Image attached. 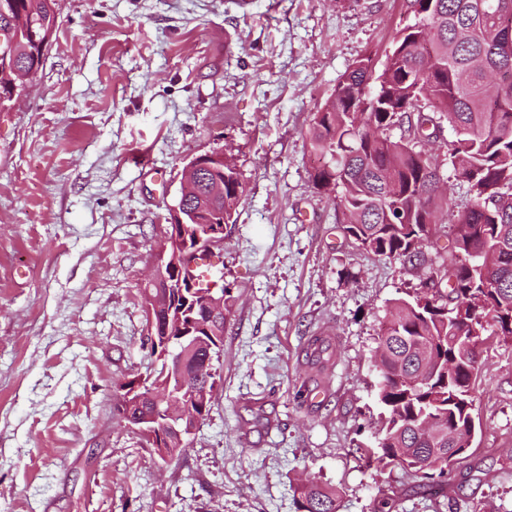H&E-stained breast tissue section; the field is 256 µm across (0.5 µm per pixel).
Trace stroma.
<instances>
[{
	"instance_id": "stroma-1",
	"label": "stroma",
	"mask_w": 512,
	"mask_h": 512,
	"mask_svg": "<svg viewBox=\"0 0 512 512\" xmlns=\"http://www.w3.org/2000/svg\"><path fill=\"white\" fill-rule=\"evenodd\" d=\"M56 17L0 108V512H297L305 477L335 488L337 512H512L510 339L484 348L476 436L442 494L369 457L386 317L447 267L470 192L442 164L426 263L374 256L316 188L309 133L352 63L383 66L405 0H56ZM215 150L244 190L205 267L231 309L219 386L164 462L112 407L158 367L141 288L184 165Z\"/></svg>"
}]
</instances>
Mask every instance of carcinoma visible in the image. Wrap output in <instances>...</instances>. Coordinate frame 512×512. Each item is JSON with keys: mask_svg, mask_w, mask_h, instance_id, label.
Returning a JSON list of instances; mask_svg holds the SVG:
<instances>
[{"mask_svg": "<svg viewBox=\"0 0 512 512\" xmlns=\"http://www.w3.org/2000/svg\"><path fill=\"white\" fill-rule=\"evenodd\" d=\"M23 20L17 61L42 66L29 28L56 25V0H0ZM412 21L398 30L381 70L371 57L350 65L336 85L332 107L317 112L310 144L325 157L313 176L320 190L335 178L343 231L361 249L400 263L419 260L437 240L433 189L438 155L422 149L435 137L434 117L448 121L445 144L471 203L457 211L446 288L401 300L384 325L376 358L378 398L387 412L382 455L420 472L428 462L443 478L452 466L448 423L466 424L474 390L467 350L451 345L456 330L475 326L485 336L512 338V0H407ZM402 130L393 139L388 131ZM237 183L224 182L229 223ZM446 345L458 360L454 375L427 379L429 348ZM440 429L412 428L421 414ZM298 512H337L336 490L317 480L295 489Z\"/></svg>", "mask_w": 512, "mask_h": 512, "instance_id": "cac0c4a2", "label": "carcinoma"}]
</instances>
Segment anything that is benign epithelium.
<instances>
[{
    "mask_svg": "<svg viewBox=\"0 0 512 512\" xmlns=\"http://www.w3.org/2000/svg\"><path fill=\"white\" fill-rule=\"evenodd\" d=\"M15 29L11 20L0 30V67L17 75L14 89L24 90L37 69L18 71L12 37ZM225 164L224 152L214 151L191 159L183 167L180 195L168 208L170 231L144 288L147 341L166 369L175 358L182 365L194 353L212 349L197 332L224 336L223 289L216 282L199 288L190 271L196 268L198 257L224 246V209L219 207L224 202V183L212 179V175ZM455 341L470 352L471 367H478L483 337L464 329ZM215 390L209 380L197 383L182 401L158 392L153 385L137 383L123 396L128 426L146 440L154 454L167 461L178 455V449L184 447L200 423L193 407L207 406ZM475 434L473 418L453 433L457 454L472 446Z\"/></svg>",
    "mask_w": 512,
    "mask_h": 512,
    "instance_id": "benign-epithelium-1",
    "label": "benign epithelium"
}]
</instances>
